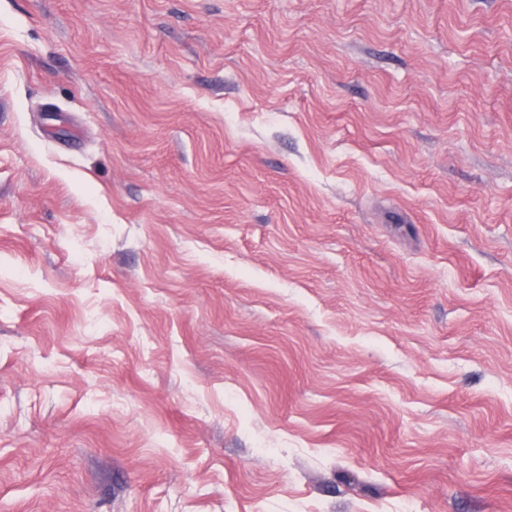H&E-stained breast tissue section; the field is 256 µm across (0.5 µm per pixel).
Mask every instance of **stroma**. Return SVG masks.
<instances>
[{"instance_id":"1","label":"stroma","mask_w":512,"mask_h":512,"mask_svg":"<svg viewBox=\"0 0 512 512\" xmlns=\"http://www.w3.org/2000/svg\"><path fill=\"white\" fill-rule=\"evenodd\" d=\"M0 512H512V0H0Z\"/></svg>"}]
</instances>
